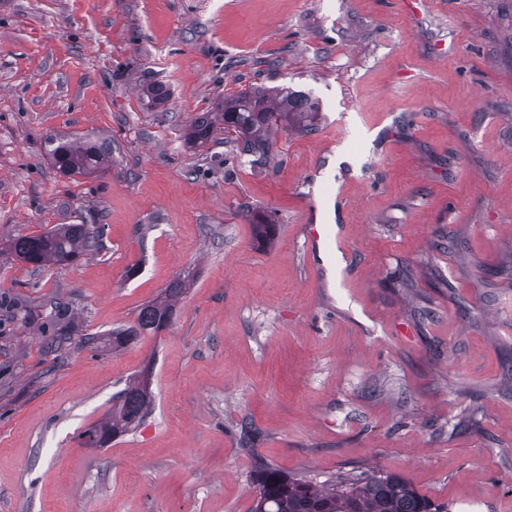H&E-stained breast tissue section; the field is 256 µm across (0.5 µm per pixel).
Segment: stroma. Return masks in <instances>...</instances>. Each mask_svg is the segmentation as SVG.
<instances>
[{
	"label": "stroma",
	"mask_w": 512,
	"mask_h": 512,
	"mask_svg": "<svg viewBox=\"0 0 512 512\" xmlns=\"http://www.w3.org/2000/svg\"><path fill=\"white\" fill-rule=\"evenodd\" d=\"M255 82L318 97L317 130L261 166L184 143ZM51 133L108 140L111 170L57 172ZM58 224L103 225L100 249L37 271L9 251ZM506 265L512 0H0V295L31 312L0 318V512H250L261 461L512 512ZM181 278L166 329L81 345ZM147 364L145 424L84 445Z\"/></svg>",
	"instance_id": "35a3bbf8"
}]
</instances>
